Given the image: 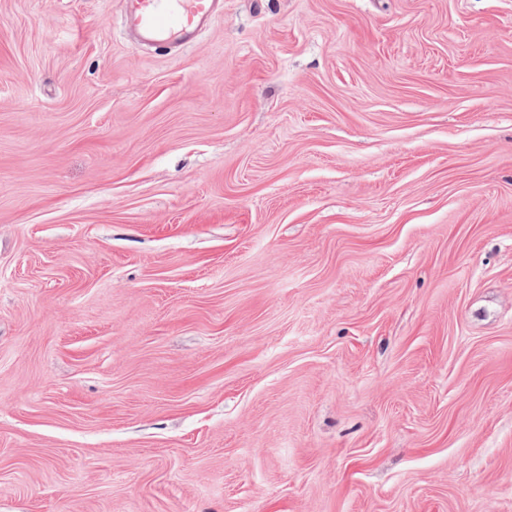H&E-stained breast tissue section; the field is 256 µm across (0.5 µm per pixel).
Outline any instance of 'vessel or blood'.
Instances as JSON below:
<instances>
[{
  "label": "vessel or blood",
  "instance_id": "vessel-or-blood-1",
  "mask_svg": "<svg viewBox=\"0 0 512 512\" xmlns=\"http://www.w3.org/2000/svg\"><path fill=\"white\" fill-rule=\"evenodd\" d=\"M128 22L139 35L162 45L187 46L215 15L219 0H126Z\"/></svg>",
  "mask_w": 512,
  "mask_h": 512
}]
</instances>
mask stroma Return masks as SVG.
<instances>
[{
  "instance_id": "stroma-1",
  "label": "stroma",
  "mask_w": 512,
  "mask_h": 512,
  "mask_svg": "<svg viewBox=\"0 0 512 512\" xmlns=\"http://www.w3.org/2000/svg\"><path fill=\"white\" fill-rule=\"evenodd\" d=\"M0 0V512H512V0ZM128 22L162 45L188 46L215 15L218 0H126Z\"/></svg>"
}]
</instances>
